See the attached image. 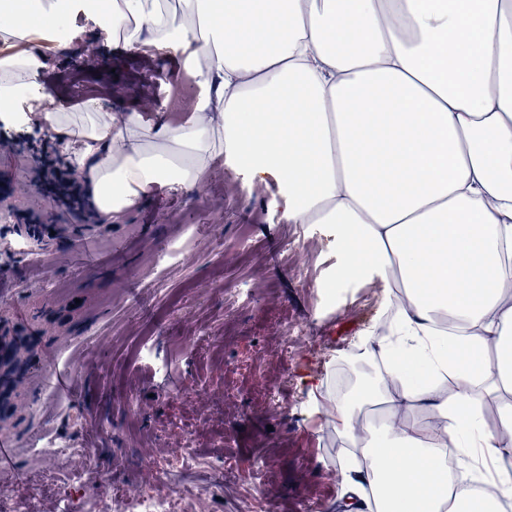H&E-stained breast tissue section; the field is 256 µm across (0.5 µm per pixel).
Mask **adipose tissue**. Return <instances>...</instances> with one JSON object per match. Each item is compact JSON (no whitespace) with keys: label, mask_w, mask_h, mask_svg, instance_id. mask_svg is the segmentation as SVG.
Returning a JSON list of instances; mask_svg holds the SVG:
<instances>
[{"label":"adipose tissue","mask_w":512,"mask_h":512,"mask_svg":"<svg viewBox=\"0 0 512 512\" xmlns=\"http://www.w3.org/2000/svg\"><path fill=\"white\" fill-rule=\"evenodd\" d=\"M83 2L106 39L182 58L186 121L146 127L44 109L31 53L0 77V118L48 124L102 223L219 157L284 183L292 224L336 234L337 290L380 280L397 307L361 338L375 388L333 407L354 448L341 484L371 512H501L512 500V0H10L50 32ZM207 23L198 39L194 20ZM28 105L11 106L17 80ZM386 406L370 427L363 405ZM421 420H413V412ZM456 455L464 477L448 472Z\"/></svg>","instance_id":"obj_1"}]
</instances>
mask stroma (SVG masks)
Here are the masks:
<instances>
[{"label": "stroma", "instance_id": "1", "mask_svg": "<svg viewBox=\"0 0 512 512\" xmlns=\"http://www.w3.org/2000/svg\"><path fill=\"white\" fill-rule=\"evenodd\" d=\"M25 49L54 57L41 79L51 110L82 113L101 89L116 112L188 117L177 89L186 70L152 43L130 53L85 20L68 45L33 34ZM45 154L65 167L46 129L0 122V341H22L28 359L5 416L14 464L0 491L45 473L23 490V512H57L79 460L38 449L67 427L97 448L85 489L107 502L137 495L149 464L185 452L191 466L155 487L174 512H339L346 453L306 381L342 382L383 312L382 283L330 297L334 236L272 207L283 189L274 176L221 158L197 185L158 191L118 223L84 224L33 183ZM31 234L43 250L19 251ZM59 367L83 401L54 390Z\"/></svg>", "mask_w": 512, "mask_h": 512}]
</instances>
